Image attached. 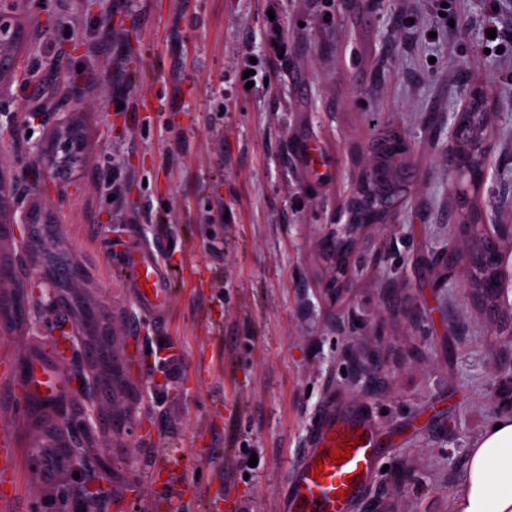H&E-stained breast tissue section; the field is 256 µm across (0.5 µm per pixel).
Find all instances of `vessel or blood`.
Wrapping results in <instances>:
<instances>
[{
	"label": "vessel or blood",
	"mask_w": 512,
	"mask_h": 512,
	"mask_svg": "<svg viewBox=\"0 0 512 512\" xmlns=\"http://www.w3.org/2000/svg\"><path fill=\"white\" fill-rule=\"evenodd\" d=\"M114 258L130 268V286L141 310L158 326H165L171 290L157 250L148 244L125 248L115 251ZM63 388L58 375L29 363L25 396L48 402ZM345 438L355 440L356 446L349 459L333 463L330 452ZM381 465V450L369 415L359 407L324 405L309 425L305 448L281 484L280 512H356Z\"/></svg>",
	"instance_id": "obj_1"
}]
</instances>
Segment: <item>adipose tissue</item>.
Instances as JSON below:
<instances>
[{
  "mask_svg": "<svg viewBox=\"0 0 512 512\" xmlns=\"http://www.w3.org/2000/svg\"><path fill=\"white\" fill-rule=\"evenodd\" d=\"M501 423L469 448L452 512H512V414Z\"/></svg>",
  "mask_w": 512,
  "mask_h": 512,
  "instance_id": "obj_1",
  "label": "adipose tissue"
}]
</instances>
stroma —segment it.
<instances>
[{
    "label": "stroma",
    "instance_id": "stroma-1",
    "mask_svg": "<svg viewBox=\"0 0 512 512\" xmlns=\"http://www.w3.org/2000/svg\"><path fill=\"white\" fill-rule=\"evenodd\" d=\"M0 0L21 26L25 79L0 76V169L26 183L28 149L81 120L70 174L20 209L57 229L78 264L74 289L105 310L132 391L78 446L107 449L113 500L88 512H279L278 489L320 404L363 406L386 471L360 512H450L467 450L512 407V313L458 275L414 257L512 224V52L488 51L489 16L512 30V0ZM113 21L103 39L100 18ZM270 87L244 88L250 60ZM81 77L65 100L63 77ZM487 94L480 188L448 180V123L466 89ZM40 119H33V111ZM410 147L411 191L367 229L338 293L326 239L373 164L378 137ZM119 180L122 197L110 199ZM157 242L173 284L168 326L138 309L114 244ZM191 280H184L186 268ZM0 329V512H70L68 472L32 458L31 413L16 395L34 347L58 359L79 328L68 309ZM176 343V379L155 367ZM165 471L153 470L155 460ZM188 473L183 508L156 496Z\"/></svg>",
    "mask_w": 512,
    "mask_h": 512
}]
</instances>
